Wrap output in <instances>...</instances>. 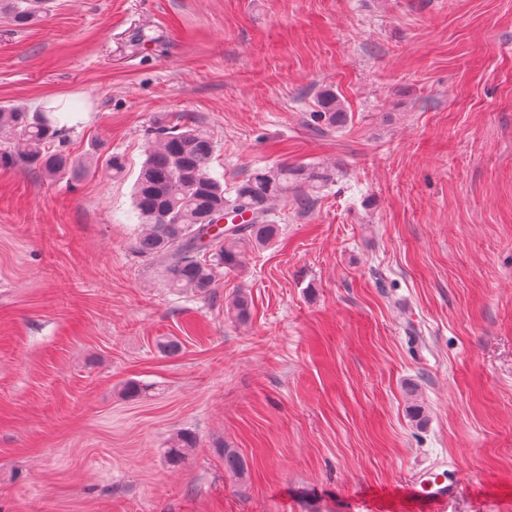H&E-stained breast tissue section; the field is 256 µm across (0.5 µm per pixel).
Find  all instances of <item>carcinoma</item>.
Returning <instances> with one entry per match:
<instances>
[{
    "instance_id": "carcinoma-1",
    "label": "carcinoma",
    "mask_w": 512,
    "mask_h": 512,
    "mask_svg": "<svg viewBox=\"0 0 512 512\" xmlns=\"http://www.w3.org/2000/svg\"><path fill=\"white\" fill-rule=\"evenodd\" d=\"M46 3L0 0V16L16 27H27L42 17ZM53 112L0 105L1 167L35 171L52 180L75 168ZM309 119L319 131L344 123L347 113L336 93L326 90ZM148 136L133 193L143 227L134 248L156 264L165 285L176 291L211 295L218 274L242 269L249 252L277 238L274 204L288 198V189L301 183L315 188L319 182L313 172L277 165L252 169L226 188L224 179L211 172L216 142L206 128L192 122L154 124ZM102 165L114 177L127 169L124 155L117 152L107 155ZM222 220L227 225L219 226ZM250 307L246 294L235 295L232 308L238 320L248 319ZM194 446V437L178 433L167 458L178 464Z\"/></svg>"
}]
</instances>
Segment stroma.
<instances>
[{
  "label": "stroma",
  "instance_id": "1",
  "mask_svg": "<svg viewBox=\"0 0 512 512\" xmlns=\"http://www.w3.org/2000/svg\"><path fill=\"white\" fill-rule=\"evenodd\" d=\"M325 89L348 118L318 132ZM51 100L127 171L0 167V512H410L441 460L447 512H512V0H51L0 22V103ZM159 116L212 133L225 186L323 177L207 298L134 250ZM195 442V438L187 433L176 434L166 451L168 460L173 464L181 463L186 459L190 448L195 446ZM460 485L448 461L442 460L414 472L409 482V498L414 512H439L459 493Z\"/></svg>",
  "mask_w": 512,
  "mask_h": 512
}]
</instances>
